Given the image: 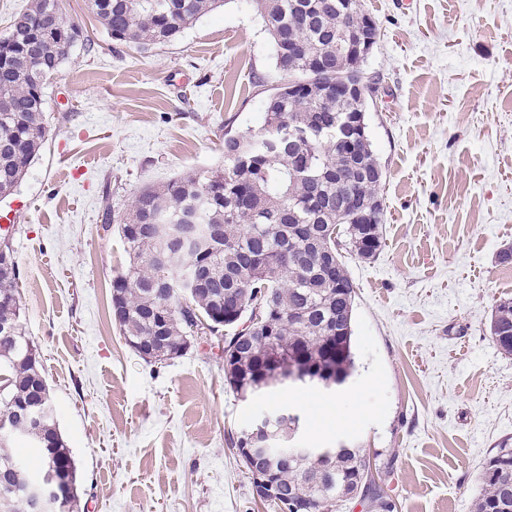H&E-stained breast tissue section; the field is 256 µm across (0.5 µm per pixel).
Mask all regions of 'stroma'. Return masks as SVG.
Returning a JSON list of instances; mask_svg holds the SVG:
<instances>
[{
    "mask_svg": "<svg viewBox=\"0 0 512 512\" xmlns=\"http://www.w3.org/2000/svg\"><path fill=\"white\" fill-rule=\"evenodd\" d=\"M384 77L369 133L382 166L385 246L347 257L356 284L355 372L331 393L242 400L224 351L143 361L108 313L125 271L118 225L148 185L224 163V133L262 120L288 79L249 0H226L173 41L111 39L86 0H60L87 31L46 90L49 135L0 229L19 269L24 326L88 512H274L252 496L231 438L263 413L300 412L317 448L363 449L394 512H474L482 467L512 448V356L489 337L512 298V0H361ZM112 198L102 227L103 194Z\"/></svg>",
    "mask_w": 512,
    "mask_h": 512,
    "instance_id": "35a3bbf8",
    "label": "stroma"
}]
</instances>
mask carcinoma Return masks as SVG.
Returning <instances> with one entry per match:
<instances>
[{
  "label": "carcinoma",
  "instance_id": "cac0c4a2",
  "mask_svg": "<svg viewBox=\"0 0 512 512\" xmlns=\"http://www.w3.org/2000/svg\"><path fill=\"white\" fill-rule=\"evenodd\" d=\"M112 40L145 49L176 38L224 0H88ZM272 38L275 64L307 85L299 96L288 84L275 88L263 104L262 123L246 133L224 132V165L178 175L161 186H147L135 197L119 232L131 264L112 279V305L125 341L144 353L164 344L177 351L191 327L210 321V312L240 315L260 310L259 330L224 338V377L240 397L268 383L289 378L296 366L343 387L353 374V311L356 285L342 260L349 251L369 260L382 246L385 221L380 194L383 169L369 135L351 149L313 133L319 114L347 118L345 105L327 103L323 87L345 62L336 42L366 20L346 11L344 0H252ZM61 16L59 0H34L0 35V197L13 194L46 141L45 83L60 72L72 46L34 47L37 31ZM294 44L288 48V44ZM357 198L362 218L344 210ZM198 224L200 243L184 248L156 226ZM167 258L168 276L155 259ZM196 293L181 296L183 278ZM17 270L0 268V409L38 397L45 423L32 426L24 413L0 429V474L22 481L53 471L72 490L57 512H82L77 469L52 413L49 385L39 355L26 336L17 294ZM489 335L512 355V298L492 311ZM268 441L275 454L266 467L283 496L301 499L307 512H335L334 506L360 494L366 462L348 448L322 473L319 459L289 460L279 454L282 432ZM475 512H512V448H499L484 463Z\"/></svg>",
  "mask_w": 512,
  "mask_h": 512
}]
</instances>
